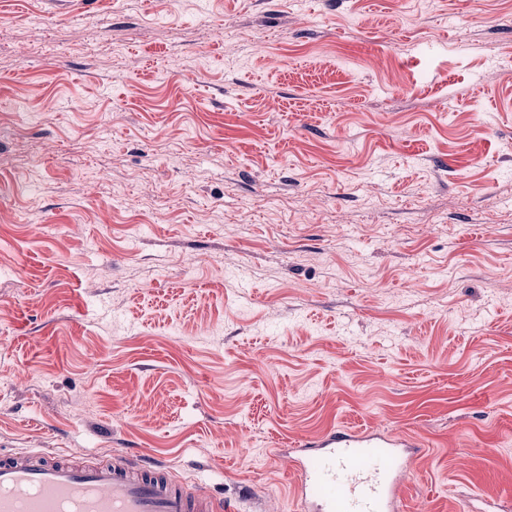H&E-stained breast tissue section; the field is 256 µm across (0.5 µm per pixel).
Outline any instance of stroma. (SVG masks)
<instances>
[{
  "label": "stroma",
  "instance_id": "obj_1",
  "mask_svg": "<svg viewBox=\"0 0 512 512\" xmlns=\"http://www.w3.org/2000/svg\"><path fill=\"white\" fill-rule=\"evenodd\" d=\"M511 61L512 0H0V451L300 512L277 449L385 426L406 512L512 504Z\"/></svg>",
  "mask_w": 512,
  "mask_h": 512
}]
</instances>
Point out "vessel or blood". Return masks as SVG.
I'll list each match as a JSON object with an SVG mask.
<instances>
[{
  "label": "vessel or blood",
  "mask_w": 512,
  "mask_h": 512,
  "mask_svg": "<svg viewBox=\"0 0 512 512\" xmlns=\"http://www.w3.org/2000/svg\"><path fill=\"white\" fill-rule=\"evenodd\" d=\"M294 453L303 512H404V483L421 444L370 428L300 441ZM223 501L172 480L163 466L115 456L76 466L32 449L0 458V512H225Z\"/></svg>",
  "instance_id": "b4317fda"
}]
</instances>
